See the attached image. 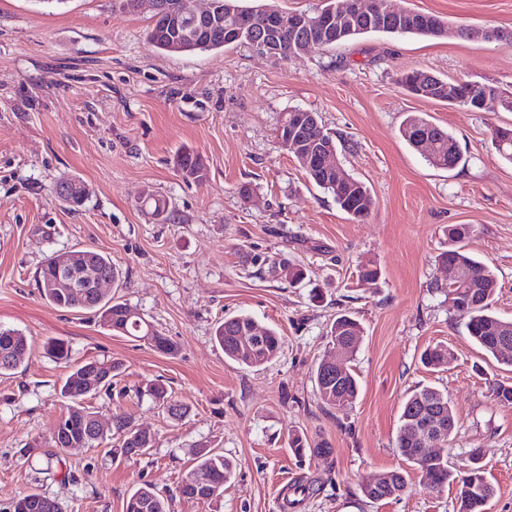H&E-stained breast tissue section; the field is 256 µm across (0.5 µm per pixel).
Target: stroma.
I'll use <instances>...</instances> for the list:
<instances>
[{
	"mask_svg": "<svg viewBox=\"0 0 512 512\" xmlns=\"http://www.w3.org/2000/svg\"><path fill=\"white\" fill-rule=\"evenodd\" d=\"M394 3L440 16L450 34H371L288 59L246 44L178 54L148 41L151 11L128 13L117 0H0V326L31 343L25 362L0 376V506L34 491L62 512H123L148 482L171 496V512H285L294 485L310 483L314 494L293 512H456L455 488L424 490L395 446L405 399L431 387L447 394L457 422L449 464L462 468L479 450L495 489L486 512H512V405L489 390L512 384V367L475 346L449 310L438 259L448 225H471L467 249L498 278L493 311L512 320V163L492 139L493 128L512 126V112H473L396 83L400 71L419 70L512 91V42L458 34L512 31V0ZM294 109L317 113L346 140L337 159L374 201L364 221L349 219L281 148L278 129ZM410 115L456 138V168L433 167L407 143L400 127ZM185 148L203 159L205 180L178 176L173 160ZM63 175L90 188L79 210L49 193ZM147 189L166 199L168 218L139 206ZM85 248L111 255L122 272L116 295L176 342L175 357L46 302L37 283L45 258ZM282 258L305 266L309 282L281 279L271 262ZM369 263L378 283L357 278ZM343 312L364 328L349 362L361 389L352 408L337 410L319 399L314 370ZM242 313L282 338L262 367L240 368L212 341L217 321ZM52 338L68 343L69 362L47 355ZM436 344L450 363L424 367L421 353ZM89 359L123 364L111 396L91 399V410L106 423L130 416L155 446L121 462L70 449L66 479L46 468L59 388ZM154 380L181 416L137 399ZM295 432L330 455H293ZM202 445L236 463L209 504L176 494ZM394 469L409 474L405 494L364 495L369 474Z\"/></svg>",
	"mask_w": 512,
	"mask_h": 512,
	"instance_id": "35a3bbf8",
	"label": "stroma"
}]
</instances>
